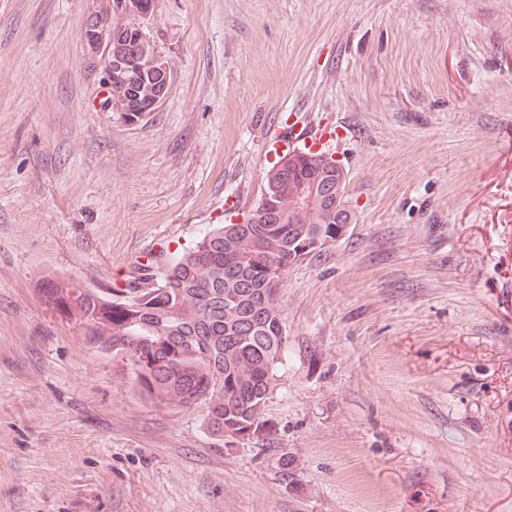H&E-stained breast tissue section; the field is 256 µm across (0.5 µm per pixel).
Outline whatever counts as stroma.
<instances>
[{"label":"stroma","mask_w":512,"mask_h":512,"mask_svg":"<svg viewBox=\"0 0 512 512\" xmlns=\"http://www.w3.org/2000/svg\"><path fill=\"white\" fill-rule=\"evenodd\" d=\"M91 5L0 0V512H512V0H156L173 83L135 124ZM304 126L357 222L284 276L266 430L228 449L45 288L243 221Z\"/></svg>","instance_id":"obj_1"}]
</instances>
